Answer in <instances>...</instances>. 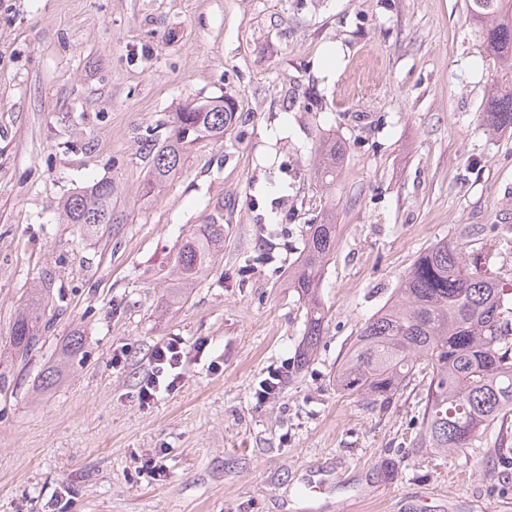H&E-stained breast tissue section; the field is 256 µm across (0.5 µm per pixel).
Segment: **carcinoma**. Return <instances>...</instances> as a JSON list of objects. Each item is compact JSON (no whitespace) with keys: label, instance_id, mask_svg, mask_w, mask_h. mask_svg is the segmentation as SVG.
Here are the masks:
<instances>
[{"label":"carcinoma","instance_id":"cac0c4a2","mask_svg":"<svg viewBox=\"0 0 512 512\" xmlns=\"http://www.w3.org/2000/svg\"><path fill=\"white\" fill-rule=\"evenodd\" d=\"M477 14L493 16L482 28L486 47L501 60L512 61V3L471 0ZM235 122L234 103L227 98L189 104L174 113L172 129L155 148L147 188L167 181L182 166L199 140H222ZM489 132L512 128V93L490 96L484 108ZM342 155L336 139L319 141L314 177L336 180ZM115 180L103 178L70 193L63 215L90 233L126 223L124 211L112 205ZM224 243V202L214 206L211 222L173 256L168 275L177 282L169 299H183L182 285L208 267L214 249ZM336 248V216L325 214L309 227L304 253L288 275V287L307 305L301 348L307 359L323 334L326 312L318 295L322 269ZM38 300L22 308L12 325L11 348L25 358L41 339ZM82 349L80 333L47 368L48 388L61 380ZM427 379L418 447L450 455L488 444L512 446V283L468 261L451 242H438L420 252L402 278L394 298L357 332L337 372L336 386L371 403H388L417 375Z\"/></svg>","mask_w":512,"mask_h":512}]
</instances>
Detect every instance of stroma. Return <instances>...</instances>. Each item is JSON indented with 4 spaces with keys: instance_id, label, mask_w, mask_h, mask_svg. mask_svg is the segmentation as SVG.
Wrapping results in <instances>:
<instances>
[{
    "instance_id": "obj_1",
    "label": "stroma",
    "mask_w": 512,
    "mask_h": 512,
    "mask_svg": "<svg viewBox=\"0 0 512 512\" xmlns=\"http://www.w3.org/2000/svg\"><path fill=\"white\" fill-rule=\"evenodd\" d=\"M467 3L0 0V351L33 290L47 324L25 361L0 362V512H512V457L415 446L422 380L387 404L335 382L432 244L484 252L512 280V129L483 123L512 72ZM217 97L235 104L229 134L144 193L172 112ZM327 137L344 155L324 186L311 163ZM103 178L128 221L90 236L58 202ZM219 202L223 250L166 307L171 258ZM328 210L325 333L305 362L288 274ZM76 330L74 366L41 388ZM171 336L205 348L175 391L141 403ZM154 456L156 479L141 469Z\"/></svg>"
}]
</instances>
